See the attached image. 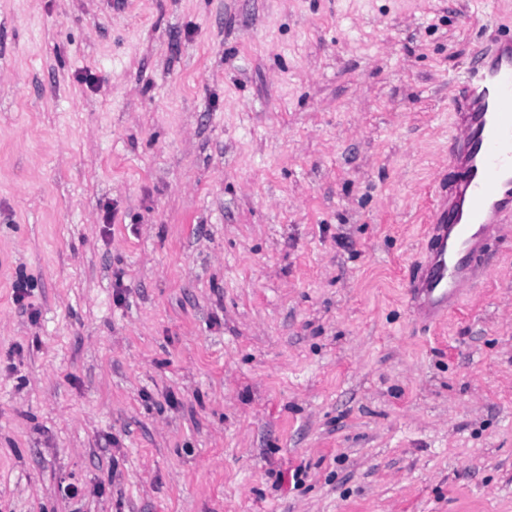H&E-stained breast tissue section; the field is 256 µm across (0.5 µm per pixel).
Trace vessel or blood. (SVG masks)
Instances as JSON below:
<instances>
[{
  "label": "vessel or blood",
  "instance_id": "b4317fda",
  "mask_svg": "<svg viewBox=\"0 0 512 512\" xmlns=\"http://www.w3.org/2000/svg\"><path fill=\"white\" fill-rule=\"evenodd\" d=\"M451 106L459 133L448 142L447 192L429 225L433 244L409 281L427 322L458 304L512 222V37L473 46Z\"/></svg>",
  "mask_w": 512,
  "mask_h": 512
}]
</instances>
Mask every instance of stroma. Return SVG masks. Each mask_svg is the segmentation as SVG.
I'll return each instance as SVG.
<instances>
[{
    "label": "stroma",
    "instance_id": "1",
    "mask_svg": "<svg viewBox=\"0 0 512 512\" xmlns=\"http://www.w3.org/2000/svg\"><path fill=\"white\" fill-rule=\"evenodd\" d=\"M510 35L512 0H0V512H512V223L451 314L406 288Z\"/></svg>",
    "mask_w": 512,
    "mask_h": 512
}]
</instances>
